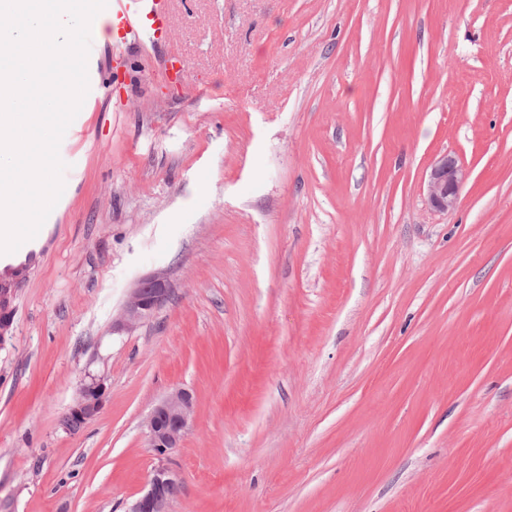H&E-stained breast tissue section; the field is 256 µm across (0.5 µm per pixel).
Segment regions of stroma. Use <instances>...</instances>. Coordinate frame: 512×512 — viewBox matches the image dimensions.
I'll return each mask as SVG.
<instances>
[{
    "instance_id": "35a3bbf8",
    "label": "stroma",
    "mask_w": 512,
    "mask_h": 512,
    "mask_svg": "<svg viewBox=\"0 0 512 512\" xmlns=\"http://www.w3.org/2000/svg\"><path fill=\"white\" fill-rule=\"evenodd\" d=\"M61 143L0 346V512H129L196 399L170 512H512V0H172ZM468 178L422 193L435 158ZM169 299L113 332L138 280ZM107 380L101 414L63 417ZM177 61L176 53L169 50L166 58L163 60L160 68L157 71V76L161 79L169 80L171 83L180 82L187 77V68L183 61H179V67L175 66ZM467 177V170L454 155L446 154L438 158L423 185V194L429 206L438 211L453 209ZM106 397L107 386L104 378L91 377L89 381H84L76 400L64 416L65 428L71 431L72 424L83 426L95 419L102 411ZM196 400L187 389L176 388L161 398L145 420V434L150 448L168 456L180 448L195 419Z\"/></svg>"
}]
</instances>
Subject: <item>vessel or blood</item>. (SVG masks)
<instances>
[{"label":"vessel or blood","instance_id":"vessel-or-blood-1","mask_svg":"<svg viewBox=\"0 0 512 512\" xmlns=\"http://www.w3.org/2000/svg\"><path fill=\"white\" fill-rule=\"evenodd\" d=\"M112 32V58L123 61L130 46H138L145 57L158 48L168 54L157 71L161 79L180 82L187 76L186 66L177 65L175 52L169 51L170 0H108L99 15ZM43 248L41 237L24 243L17 251L0 255V269L10 270L29 264Z\"/></svg>","mask_w":512,"mask_h":512}]
</instances>
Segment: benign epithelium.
Listing matches in <instances>:
<instances>
[{
    "label": "benign epithelium",
    "instance_id": "7a95c632",
    "mask_svg": "<svg viewBox=\"0 0 512 512\" xmlns=\"http://www.w3.org/2000/svg\"><path fill=\"white\" fill-rule=\"evenodd\" d=\"M468 172L459 160L446 154L432 165L423 185V194L429 206L438 211L453 209L459 200ZM15 282L0 279V345L6 340L13 324L11 307ZM168 282L161 275L138 281L130 292L122 312L114 322L113 330L130 332L166 300ZM107 386L102 378L92 377L81 384L78 396L65 414L66 429L74 424L84 425L95 419L104 407ZM196 400L187 389L176 388L161 398L145 420L149 447L160 456L171 454L180 447L191 431L195 419ZM180 475L165 464L157 465L147 482V488L131 507L130 512H169L170 489L180 485Z\"/></svg>",
    "mask_w": 512,
    "mask_h": 512
}]
</instances>
